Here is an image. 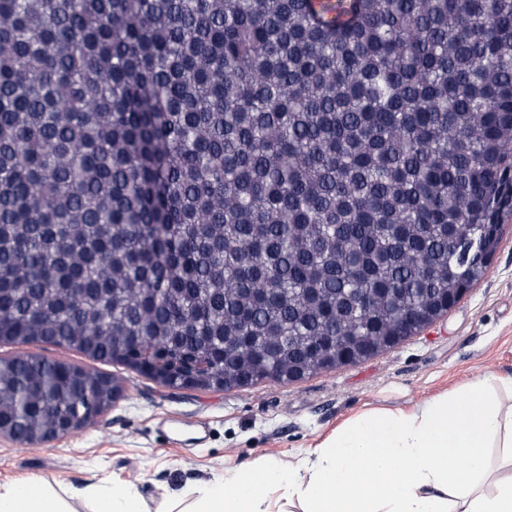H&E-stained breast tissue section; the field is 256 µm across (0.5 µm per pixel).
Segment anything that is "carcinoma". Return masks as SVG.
<instances>
[{
	"mask_svg": "<svg viewBox=\"0 0 512 512\" xmlns=\"http://www.w3.org/2000/svg\"><path fill=\"white\" fill-rule=\"evenodd\" d=\"M509 186L512 0H0V344L298 380L447 300ZM114 386L0 357V427ZM120 347L122 349H126L128 352L132 354L138 355V361L140 363H145L149 367H151L155 372H163L164 370L161 368V363L156 361L154 354L163 350V343L160 345L152 344L144 338V336H139L135 334L134 336H125L121 342Z\"/></svg>",
	"mask_w": 512,
	"mask_h": 512,
	"instance_id": "1",
	"label": "carcinoma"
}]
</instances>
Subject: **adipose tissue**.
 <instances>
[{"label": "adipose tissue", "mask_w": 512, "mask_h": 512, "mask_svg": "<svg viewBox=\"0 0 512 512\" xmlns=\"http://www.w3.org/2000/svg\"><path fill=\"white\" fill-rule=\"evenodd\" d=\"M512 376L393 415L366 413L305 455L268 458L147 503L127 483L0 482V512H512ZM504 451L506 473L487 469Z\"/></svg>", "instance_id": "adipose-tissue-1"}]
</instances>
